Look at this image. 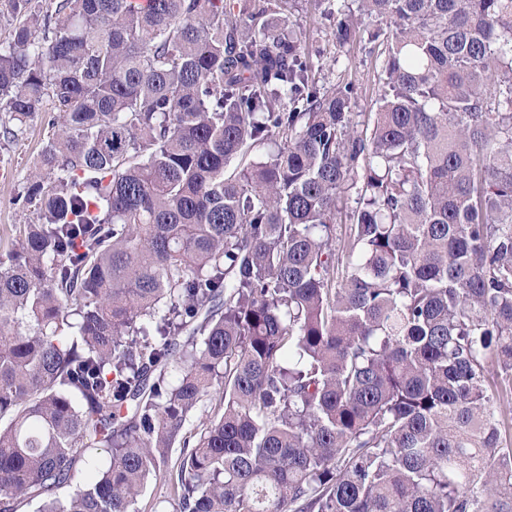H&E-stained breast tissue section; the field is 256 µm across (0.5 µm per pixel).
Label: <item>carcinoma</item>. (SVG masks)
<instances>
[{"label":"carcinoma","instance_id":"1","mask_svg":"<svg viewBox=\"0 0 512 512\" xmlns=\"http://www.w3.org/2000/svg\"><path fill=\"white\" fill-rule=\"evenodd\" d=\"M287 2L4 0L0 141L57 117L0 253V512H138L214 393L178 512H512V0H357L368 134ZM221 414L222 406L220 405L219 399L215 396H209L200 404L195 415L187 422L183 433H187V436L192 433L193 436L200 431L202 421L220 417ZM111 455L106 448H95L87 454V461L80 466V480H88L99 469L107 467L110 463Z\"/></svg>","mask_w":512,"mask_h":512}]
</instances>
